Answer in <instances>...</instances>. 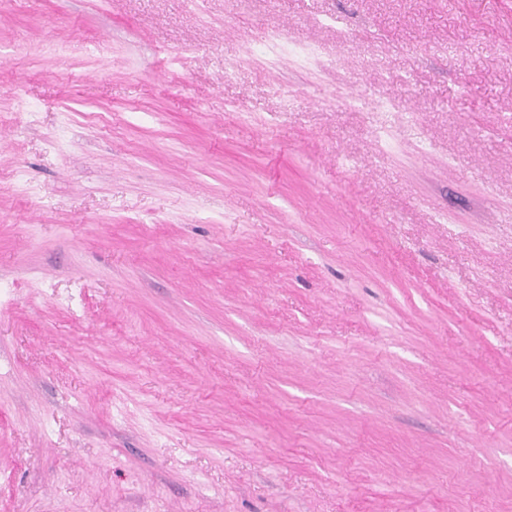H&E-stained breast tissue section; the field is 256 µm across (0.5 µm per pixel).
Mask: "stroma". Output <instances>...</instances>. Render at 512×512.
I'll list each match as a JSON object with an SVG mask.
<instances>
[{
  "mask_svg": "<svg viewBox=\"0 0 512 512\" xmlns=\"http://www.w3.org/2000/svg\"><path fill=\"white\" fill-rule=\"evenodd\" d=\"M0 512H512V0H0Z\"/></svg>",
  "mask_w": 512,
  "mask_h": 512,
  "instance_id": "35a3bbf8",
  "label": "stroma"
}]
</instances>
